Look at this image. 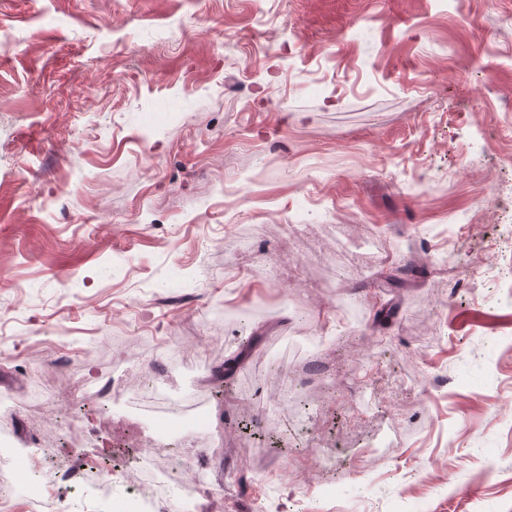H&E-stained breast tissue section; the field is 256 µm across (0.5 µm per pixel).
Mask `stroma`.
<instances>
[{"instance_id":"stroma-1","label":"stroma","mask_w":512,"mask_h":512,"mask_svg":"<svg viewBox=\"0 0 512 512\" xmlns=\"http://www.w3.org/2000/svg\"><path fill=\"white\" fill-rule=\"evenodd\" d=\"M507 180L512 0H0V445L83 448L61 512L168 448L170 512H512V327L451 321L512 315ZM148 391L145 396L146 402L158 403L160 404L161 411L166 415L163 417L160 422L164 425L168 426H180L183 424V414L179 411L177 402L164 396L159 389H154Z\"/></svg>"}]
</instances>
